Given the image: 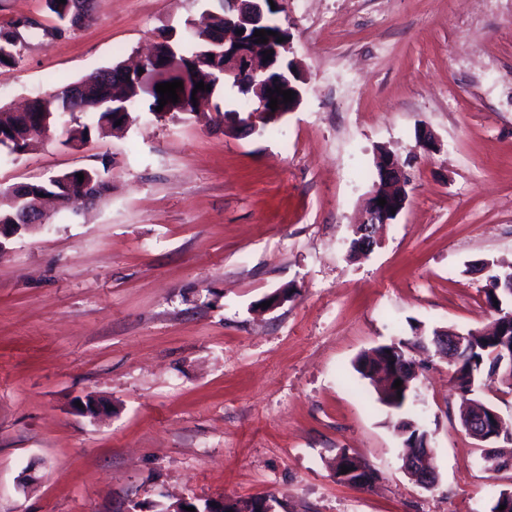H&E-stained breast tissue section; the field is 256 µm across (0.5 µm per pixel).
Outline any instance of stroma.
<instances>
[{
  "label": "stroma",
  "instance_id": "35a3bbf8",
  "mask_svg": "<svg viewBox=\"0 0 512 512\" xmlns=\"http://www.w3.org/2000/svg\"><path fill=\"white\" fill-rule=\"evenodd\" d=\"M219 0H94L58 30L46 0H0L23 36L0 67L17 107L143 56L162 27ZM299 107L273 128L144 116L121 137L60 131L0 161V186L108 168L87 215L53 214L0 253V512H165L267 497L275 512H489L512 468L487 472L460 425L448 361L411 351L412 416L438 482L402 469L403 438L353 369L413 333L492 314L480 260L512 262V0H283ZM55 36H48V29ZM405 207L366 256L352 225L378 148L408 156ZM291 299L266 309L267 296ZM106 411H78L86 398ZM347 452L375 469L338 483Z\"/></svg>",
  "mask_w": 512,
  "mask_h": 512
}]
</instances>
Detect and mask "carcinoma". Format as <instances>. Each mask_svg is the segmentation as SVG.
I'll list each match as a JSON object with an SVG mask.
<instances>
[{
	"instance_id": "carcinoma-1",
	"label": "carcinoma",
	"mask_w": 512,
	"mask_h": 512,
	"mask_svg": "<svg viewBox=\"0 0 512 512\" xmlns=\"http://www.w3.org/2000/svg\"><path fill=\"white\" fill-rule=\"evenodd\" d=\"M93 0H46L47 8L69 29H77L92 17ZM159 42L155 65L163 64L168 52L167 41H172L182 63L197 71L199 79L211 87L207 95L216 99L224 82L214 83L210 76L224 59V13L207 12L201 20H188L184 30L176 32L172 28H160L156 32ZM22 47L20 33L14 26L0 27V67H8L16 62L19 48ZM160 94L145 91L137 76L125 71L121 64L98 68L76 82L63 83L50 93L36 97L22 112L0 106V147L11 154H23L34 148L38 141L30 136V131L49 120L54 128H61L65 135L62 144L74 147L87 142L94 135L112 133V114L130 112L140 115L142 106L148 112L156 111ZM92 175L93 186L89 193L93 201L80 206L68 201L78 199L83 184L78 182L76 173ZM108 183L102 173L94 168H79L51 176L44 181L21 182L0 189V224H17L23 220L24 210L18 198L25 197L32 202L39 194L57 195L66 203L62 210L77 214L89 209L94 201L103 197ZM407 340L400 339L388 345H380L362 353L354 362V370L360 378L373 380L374 376L387 370V361L393 357L402 361L407 374L417 380L414 362L408 357L405 346ZM488 338L473 337L472 346L466 359L457 369L458 378L454 388L461 394L467 393L466 383L470 377L482 378L487 372L486 346Z\"/></svg>"
}]
</instances>
